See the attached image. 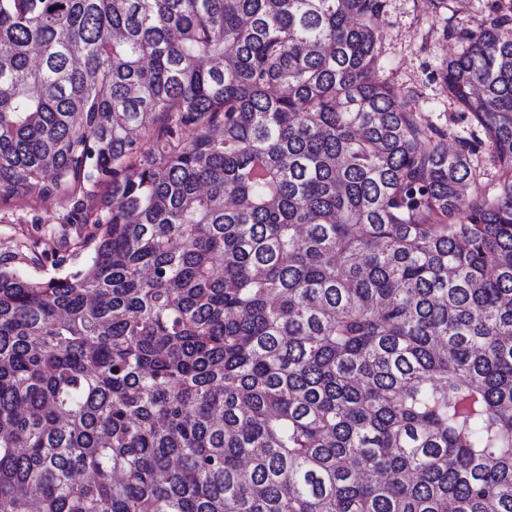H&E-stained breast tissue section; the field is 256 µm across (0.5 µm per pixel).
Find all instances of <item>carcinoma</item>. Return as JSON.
<instances>
[{"mask_svg":"<svg viewBox=\"0 0 512 512\" xmlns=\"http://www.w3.org/2000/svg\"><path fill=\"white\" fill-rule=\"evenodd\" d=\"M385 8L0 0V197L112 186L83 267L0 261V512H512V0L440 71L489 190Z\"/></svg>","mask_w":512,"mask_h":512,"instance_id":"cac0c4a2","label":"carcinoma"}]
</instances>
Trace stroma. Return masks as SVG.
<instances>
[{"mask_svg": "<svg viewBox=\"0 0 512 512\" xmlns=\"http://www.w3.org/2000/svg\"><path fill=\"white\" fill-rule=\"evenodd\" d=\"M485 0H387L380 20V69L377 77L392 86L400 102L415 103L423 123L445 132L449 149L462 143L473 146L471 164L480 185L497 183L499 167L484 141V134L445 91L439 78L442 63L461 45L447 38V29L472 27ZM106 184L87 187L74 195L46 196L32 190L0 197V258L28 245L41 255L38 264L21 262L19 270L34 279H48L80 268L87 252L79 227L86 214L100 210Z\"/></svg>", "mask_w": 512, "mask_h": 512, "instance_id": "stroma-1", "label": "stroma"}]
</instances>
